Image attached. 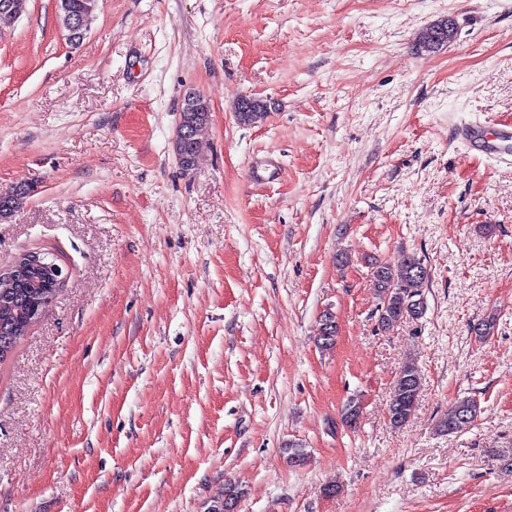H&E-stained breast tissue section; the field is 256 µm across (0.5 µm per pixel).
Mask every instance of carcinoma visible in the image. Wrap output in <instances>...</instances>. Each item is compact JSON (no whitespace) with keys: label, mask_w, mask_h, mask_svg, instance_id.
Returning a JSON list of instances; mask_svg holds the SVG:
<instances>
[{"label":"carcinoma","mask_w":512,"mask_h":512,"mask_svg":"<svg viewBox=\"0 0 512 512\" xmlns=\"http://www.w3.org/2000/svg\"><path fill=\"white\" fill-rule=\"evenodd\" d=\"M209 103L198 94L190 103H183L179 112V126L189 132L188 139L175 141V152L182 169L189 170L203 149L201 133L209 122ZM26 191L0 193V218L12 214L25 197ZM429 280V272L422 260L405 254L394 266L378 265L372 273V288L377 299L379 327L386 330L403 318L418 320L424 313L421 289ZM60 286L43 276V269H30L13 280L10 288H0V340L10 339L6 353H0V363L6 362L17 345L51 307ZM338 327L335 316L326 311L320 319L316 342L320 349L329 350L335 342ZM421 390V371L413 362L404 364L392 388L388 409L389 422L394 427L405 425L414 412ZM479 406L475 399L465 397L448 408L438 425V431L457 434L467 429L476 419ZM242 495L235 482L228 481L224 494L213 499L207 512H230L232 504Z\"/></svg>","instance_id":"carcinoma-1"}]
</instances>
